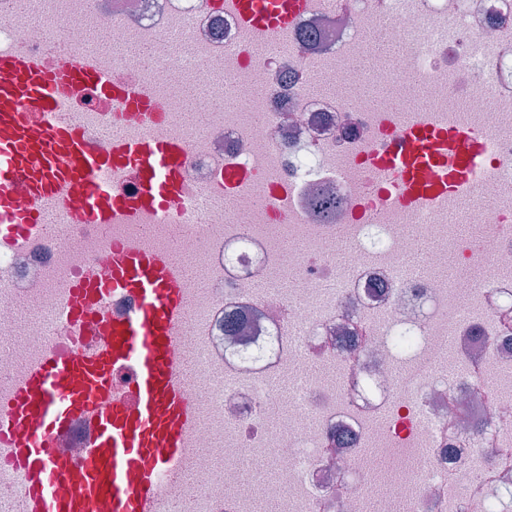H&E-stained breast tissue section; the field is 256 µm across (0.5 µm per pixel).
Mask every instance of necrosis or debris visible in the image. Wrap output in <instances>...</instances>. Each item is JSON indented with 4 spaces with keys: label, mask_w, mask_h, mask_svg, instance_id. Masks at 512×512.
<instances>
[{
    "label": "necrosis or debris",
    "mask_w": 512,
    "mask_h": 512,
    "mask_svg": "<svg viewBox=\"0 0 512 512\" xmlns=\"http://www.w3.org/2000/svg\"><path fill=\"white\" fill-rule=\"evenodd\" d=\"M404 44L360 67L370 36ZM232 12L208 0H33L0 19V53L48 66L96 55L160 104L157 134L187 151L166 216L116 213L109 228L56 220L0 242V372L44 348L109 341L51 319L72 282L112 271V244L173 251L190 272L191 314L169 355L193 349L187 388L193 512H253L238 468L278 512H366L371 493L408 512H500L512 498V0H315L259 57ZM60 117L102 156L114 101L59 84ZM419 119L488 144L468 208L414 207L376 193L370 157ZM247 171L232 207L215 193L226 163ZM341 200L323 218L316 196ZM480 230L461 286L434 271L455 246L449 216ZM184 233L170 244L168 224ZM424 257L411 262L417 243ZM290 261H283V251ZM338 368L325 384L313 364ZM288 420L271 424V403ZM388 473L368 478L361 451Z\"/></svg>",
    "instance_id": "obj_1"
}]
</instances>
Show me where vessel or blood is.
<instances>
[{
  "label": "vessel or blood",
  "mask_w": 512,
  "mask_h": 512,
  "mask_svg": "<svg viewBox=\"0 0 512 512\" xmlns=\"http://www.w3.org/2000/svg\"><path fill=\"white\" fill-rule=\"evenodd\" d=\"M257 44L284 33L306 13L312 0H223ZM96 89L106 98L140 109L142 133L130 135L120 114L106 133L111 155L88 150L81 132L60 124L58 83ZM162 108L141 88L115 81L97 59L52 68L22 53L0 54V240H22L40 230L63 235L64 225L48 217L72 207L88 224L108 225L116 208L167 210L182 186L184 145L155 135ZM482 143L465 128L443 130L417 122L399 128L382 171L391 174L409 201L418 196L455 193L467 197L480 170ZM131 176L133 197L116 196L118 178ZM26 183L32 204L15 203L17 183ZM114 291L135 295L138 306L113 322L110 340L93 352L62 357L52 349L19 376L0 373L7 395L0 400V453L9 456L25 487L21 498L0 488L5 512H99L111 497L113 512H192L189 498L162 495L159 480L175 476L185 484L190 462L187 437L193 407L185 378L191 359L172 363L169 347L175 327L190 305L187 274L167 254L143 244H121L112 253V276L71 283L65 310L71 323L93 316L95 304ZM131 366L128 400L113 409L96 405L111 392L112 370ZM90 432L83 463L58 455L53 441L75 423ZM164 448H156L157 440ZM67 485L71 494L60 495Z\"/></svg>",
  "instance_id": "obj_1"
}]
</instances>
